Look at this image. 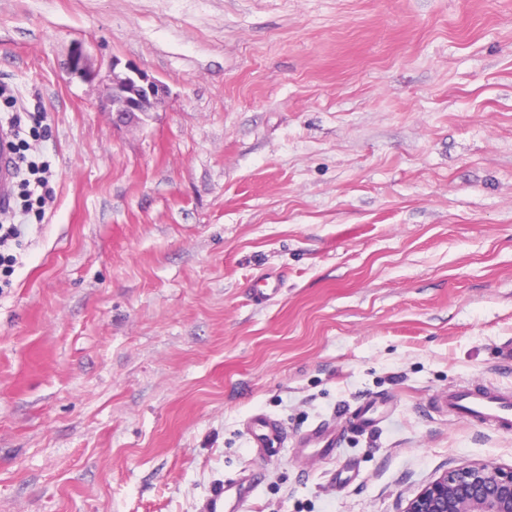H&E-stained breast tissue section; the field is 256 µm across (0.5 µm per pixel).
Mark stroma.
Masks as SVG:
<instances>
[{"label":"stroma","instance_id":"35a3bbf8","mask_svg":"<svg viewBox=\"0 0 512 512\" xmlns=\"http://www.w3.org/2000/svg\"><path fill=\"white\" fill-rule=\"evenodd\" d=\"M115 59L168 90L133 127ZM2 87L55 197L0 290V512H224L240 477L238 512H401L512 466L435 405L512 389V0H0ZM288 440V434L277 420L261 417L254 420L249 430L251 448H259L267 452H275L282 448ZM299 448H312L319 454H327L336 447V436L330 422H320L305 431L299 438Z\"/></svg>","mask_w":512,"mask_h":512}]
</instances>
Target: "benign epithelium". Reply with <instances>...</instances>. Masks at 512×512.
I'll use <instances>...</instances> for the list:
<instances>
[{
    "mask_svg": "<svg viewBox=\"0 0 512 512\" xmlns=\"http://www.w3.org/2000/svg\"><path fill=\"white\" fill-rule=\"evenodd\" d=\"M118 63L101 78L113 123L127 125L153 111L165 97L159 81ZM402 512H512V467L478 464L450 470L408 500Z\"/></svg>",
    "mask_w": 512,
    "mask_h": 512,
    "instance_id": "benign-epithelium-1",
    "label": "benign epithelium"
}]
</instances>
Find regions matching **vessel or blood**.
<instances>
[{
  "label": "vessel or blood",
  "mask_w": 512,
  "mask_h": 512,
  "mask_svg": "<svg viewBox=\"0 0 512 512\" xmlns=\"http://www.w3.org/2000/svg\"><path fill=\"white\" fill-rule=\"evenodd\" d=\"M10 134L0 129V202H7L14 182L13 165L9 149ZM438 408L453 418L470 420L502 433L512 432V389L491 385L480 387L459 385L438 396ZM287 432L277 420L261 417L254 420L249 430L252 447L273 452L283 447ZM301 447L326 454L336 446L331 423L321 422L305 431L299 438Z\"/></svg>",
  "instance_id": "obj_1"
}]
</instances>
